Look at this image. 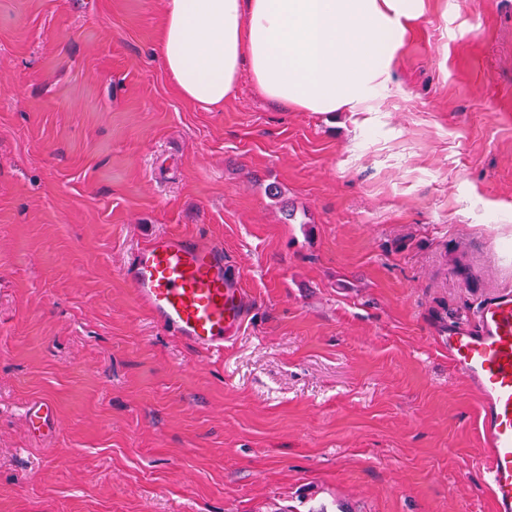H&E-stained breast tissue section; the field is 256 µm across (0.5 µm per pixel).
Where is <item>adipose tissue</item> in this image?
Returning <instances> with one entry per match:
<instances>
[{
	"instance_id": "adipose-tissue-1",
	"label": "adipose tissue",
	"mask_w": 512,
	"mask_h": 512,
	"mask_svg": "<svg viewBox=\"0 0 512 512\" xmlns=\"http://www.w3.org/2000/svg\"><path fill=\"white\" fill-rule=\"evenodd\" d=\"M425 0H166L158 36L177 94L206 108L242 77L301 112L363 111L387 90Z\"/></svg>"
}]
</instances>
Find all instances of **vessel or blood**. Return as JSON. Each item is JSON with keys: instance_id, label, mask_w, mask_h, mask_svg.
Here are the masks:
<instances>
[{"instance_id": "b4317fda", "label": "vessel or blood", "mask_w": 512, "mask_h": 512, "mask_svg": "<svg viewBox=\"0 0 512 512\" xmlns=\"http://www.w3.org/2000/svg\"><path fill=\"white\" fill-rule=\"evenodd\" d=\"M140 306L159 326L192 348L222 357L249 315L240 266L222 245L159 232L136 248L122 268ZM448 360L478 399L493 512H512V289L480 306L474 321L448 325ZM34 431L54 433L55 407L42 399L27 408Z\"/></svg>"}]
</instances>
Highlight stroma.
Returning <instances> with one entry per match:
<instances>
[{
  "mask_svg": "<svg viewBox=\"0 0 512 512\" xmlns=\"http://www.w3.org/2000/svg\"><path fill=\"white\" fill-rule=\"evenodd\" d=\"M164 10L0 0V512H491L444 338L512 287V0H426L388 92L330 113L186 102ZM161 231L244 272L223 359L120 276ZM29 423L34 431L53 434L56 431V413L54 404L48 399H41L27 408Z\"/></svg>",
  "mask_w": 512,
  "mask_h": 512,
  "instance_id": "stroma-1",
  "label": "stroma"
}]
</instances>
